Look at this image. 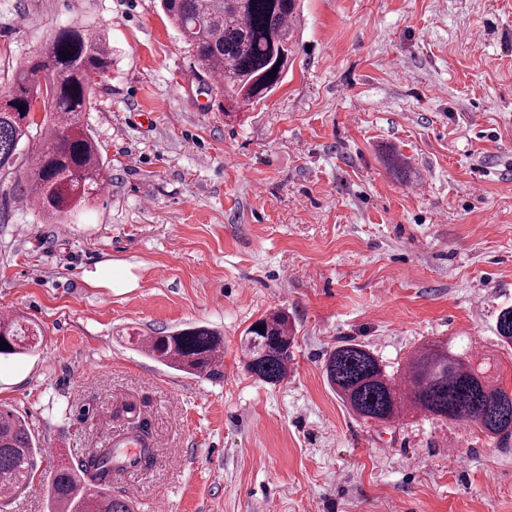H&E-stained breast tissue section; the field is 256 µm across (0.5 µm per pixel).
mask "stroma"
<instances>
[{"label":"stroma","mask_w":512,"mask_h":512,"mask_svg":"<svg viewBox=\"0 0 512 512\" xmlns=\"http://www.w3.org/2000/svg\"><path fill=\"white\" fill-rule=\"evenodd\" d=\"M301 6L282 83L230 122L158 0H0V92L61 26L114 50L85 115L106 191L53 224L0 182V314L46 337L0 358V404L70 458L147 419L135 512H512V440L363 421L324 374L344 341L396 371L448 338L512 389L495 331L512 306V0ZM274 310L295 346L273 386L240 338ZM194 324L223 334L222 380L127 341Z\"/></svg>","instance_id":"35a3bbf8"}]
</instances>
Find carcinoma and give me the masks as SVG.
Here are the masks:
<instances>
[{
	"instance_id": "carcinoma-1",
	"label": "carcinoma",
	"mask_w": 512,
	"mask_h": 512,
	"mask_svg": "<svg viewBox=\"0 0 512 512\" xmlns=\"http://www.w3.org/2000/svg\"><path fill=\"white\" fill-rule=\"evenodd\" d=\"M300 0H160V5L196 68L221 81L207 92L224 95L225 116L267 98L282 82L298 45ZM71 52L61 58L62 52ZM112 45L84 26L56 30L41 52L16 70L0 94V177L13 176L25 187L22 200L62 224L89 203L106 181L95 140L83 121L91 107V77L112 69ZM277 69L276 77L267 72ZM47 119L34 160L19 161L18 147L35 124L36 104ZM224 103L218 108L225 109ZM264 326V330L256 326ZM498 339L512 346V307L499 313ZM40 326L23 315L0 316V357L33 353L41 345ZM246 370L276 385L288 375L294 336L288 315L276 311L256 320L241 337ZM132 343L174 370L224 377V339L200 325L175 332L134 336ZM491 364L473 361L450 340H431L406 361L400 383L367 346L345 341L324 361L327 384L357 417L390 423L418 412L457 425L473 426L489 438L512 437V391L494 380ZM48 462V512H133L125 495L112 493L123 468L113 448H100L72 460L55 459L32 437L25 420L0 406L1 503L27 489Z\"/></svg>"
}]
</instances>
